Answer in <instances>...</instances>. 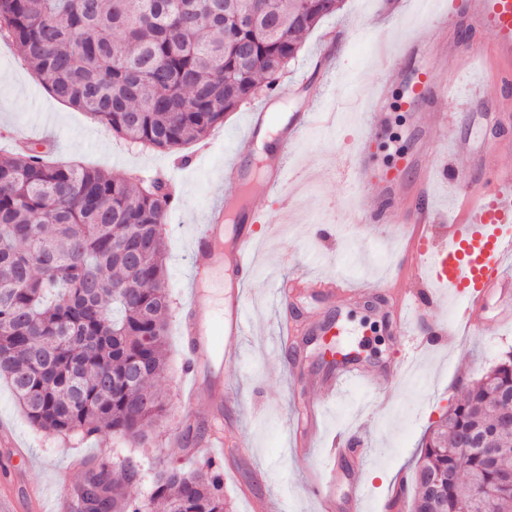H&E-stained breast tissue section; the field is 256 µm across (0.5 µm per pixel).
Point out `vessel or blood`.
<instances>
[{"instance_id":"b4317fda","label":"vessel or blood","mask_w":512,"mask_h":512,"mask_svg":"<svg viewBox=\"0 0 512 512\" xmlns=\"http://www.w3.org/2000/svg\"><path fill=\"white\" fill-rule=\"evenodd\" d=\"M469 26L490 36V58L494 63L493 79L500 92L491 101L476 96L472 105L483 107L488 123H498L512 114V0H462L457 10ZM466 50L465 45L449 40L448 21L440 19L429 33L411 31L381 61L389 78L402 82L407 90L406 105L413 114L422 142L440 141L448 129L447 104L455 93L448 82V71ZM440 63L438 76H431L424 65L427 57ZM288 98L287 89H280L261 107L248 116L244 135L235 144L236 158L225 165L220 180L224 197L208 210L204 224L191 238V280L197 292L183 307L180 334L183 338L184 368L188 381L181 394L186 412H193L201 388H208L210 414L221 410L224 386L213 375L211 357L221 358L225 365L239 362L240 341L250 330L249 310L242 294H234L223 302L220 315L208 312V304L200 291L210 285L213 268H224L228 278L245 285L253 269L252 245L260 228V216L243 200L244 171L242 161L252 144L263 137L279 104ZM388 106L386 84L376 85L370 93L368 115L357 152L340 154L332 167L338 180L360 185L370 193L369 205L361 207L352 217L353 233L366 237L381 224L394 221L396 206L407 207V221L416 226H429L431 245H419L415 262L408 271L411 278H424L425 285L402 295L398 323H405V310L424 313L428 308L441 307L435 286H445L455 292L459 304V319L439 320L431 334L422 339L425 347L435 346L458 336L463 325L469 324L477 303L489 289L503 291L504 321L512 320V275L504 269L505 259L512 257V165L502 164L483 154L475 153L468 143L455 142L456 156L462 162L449 166L447 161L425 164L417 156H402L390 167L379 168L371 163L377 144L380 119ZM319 121L330 124L328 111H311L295 115L279 133L281 147L268 152L263 161L265 176L253 187L254 193L282 197L286 181H302L299 173H289L288 156L300 140L303 125ZM450 182L465 197L452 224H445L440 211L428 201L433 182ZM235 216L237 234L232 241L224 239V223ZM326 349L331 355L332 371L320 383L326 393L333 394L351 381L364 382L369 371L364 360L339 348L336 328L324 329ZM196 455L213 463H224L225 474H232L226 465L224 436L217 433L196 448ZM319 512H335L336 497L330 483L319 481L310 489Z\"/></svg>"}]
</instances>
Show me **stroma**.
<instances>
[{"label": "stroma", "instance_id": "35a3bbf8", "mask_svg": "<svg viewBox=\"0 0 512 512\" xmlns=\"http://www.w3.org/2000/svg\"><path fill=\"white\" fill-rule=\"evenodd\" d=\"M381 2L343 0L336 15L324 19L305 37L298 59L280 79L281 84L294 88L291 100L284 106L288 113L307 111L311 103L318 101L329 106L354 98L358 104L341 112L334 129L308 126L299 146L292 151L291 169L308 174L292 213L283 214L278 201L271 197L254 201L266 223L280 226L281 232L258 238V263L252 280L245 286V301L254 328L240 343L241 361L224 368L222 373L221 422L225 434L242 444L237 451L238 477L224 483V497L233 512H251L249 502L237 492L241 486L271 500L278 512H315V504L303 486L324 473L327 450L340 435L363 441L366 454L362 464L345 463L352 480L336 484L337 499H348L350 485L355 482L365 487L362 512H389L387 504L393 490L410 476L424 435L468 384L481 378L503 352L512 349V323L496 326L498 302L491 294L467 333L447 347L416 352L419 338L427 332L426 324H409L402 338L387 325L394 304L387 282L396 281L399 288L410 291L417 287L415 281L403 275L412 259L410 232L398 223L369 239L341 230L347 213L366 204L367 193L363 188L328 178L326 171L337 154L357 149L368 95L383 77L376 65L377 55L384 44H396L408 29L427 32L454 0H407L403 13L391 19L384 18ZM453 35L471 47L474 55L461 59L452 75L457 101L449 108V139L440 143L438 151L450 152L449 140L453 137L474 139L488 150L500 132L488 127L481 109L471 107L469 101L477 89L489 99L497 93L486 66L489 37L472 31L462 20ZM326 53L338 56L339 62L325 88H318L313 82L299 86L308 64ZM406 95L404 86L392 85L381 127L379 164L416 150L412 119L404 105ZM258 105L254 99L229 113L223 126L211 133L209 150H202L197 143L183 146L177 155L132 148L84 112L67 107L50 95L18 48L0 37V156L19 149L18 137L24 133L30 144H51L52 160L97 167L118 175L160 174L176 193L166 226L167 288L174 316L169 320L170 366L160 383L169 399L163 423L152 430L148 441L135 447L118 441L108 431L90 437L51 436L30 424L10 387L0 380V421L12 428L17 443L28 451V459L23 462L11 446L0 442V496L21 495L33 483L41 484L49 493L62 484L77 485L82 475L80 462L87 456L109 462L116 473L128 461L138 466L140 480L124 486L130 497L138 499L149 496L159 470L173 465L201 467V460L171 438L183 426L178 391L184 358L176 315L190 292L189 241L196 226L203 222L212 198L223 196L219 171L231 159L248 112ZM323 224L337 226L338 234L320 236L318 228ZM293 276H338L352 286L372 291L368 303H329L324 319L341 326L339 344L357 349L372 374L397 368L399 353L410 354L407 371L400 374L393 396L385 405L376 403L378 389L367 386L345 388L333 397L320 392L317 382L331 367L320 356L309 325L300 327L309 342L300 362H291L287 350L277 349L282 334L281 311L271 302L268 290L275 281ZM303 403L313 404L321 412L307 456L291 450V436L299 419L297 407Z\"/></svg>", "mask_w": 512, "mask_h": 512}]
</instances>
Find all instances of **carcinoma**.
<instances>
[{
    "mask_svg": "<svg viewBox=\"0 0 512 512\" xmlns=\"http://www.w3.org/2000/svg\"><path fill=\"white\" fill-rule=\"evenodd\" d=\"M340 0H0V35L53 97L129 144L174 150L276 87L303 37ZM160 178L0 159V378L48 435L103 430L146 441L167 411L152 386L169 367L166 221ZM512 351L464 390L425 437L409 512L490 493L512 512ZM493 434L490 467L481 437ZM75 512H225L217 470L159 472L125 496L102 460L84 462Z\"/></svg>",
    "mask_w": 512,
    "mask_h": 512,
    "instance_id": "carcinoma-1",
    "label": "carcinoma"
}]
</instances>
